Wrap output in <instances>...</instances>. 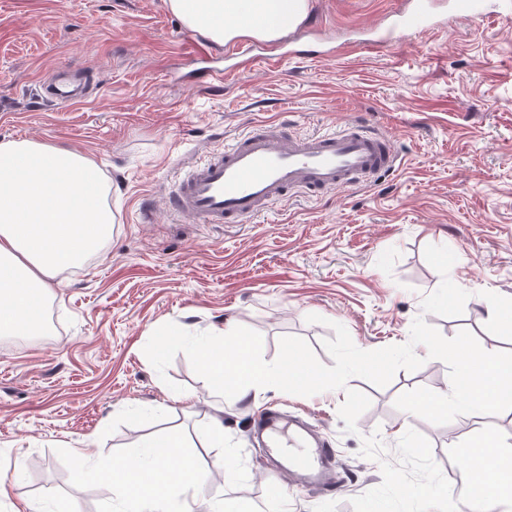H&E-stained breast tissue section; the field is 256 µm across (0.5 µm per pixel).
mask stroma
<instances>
[{"label":"stroma","instance_id":"1","mask_svg":"<svg viewBox=\"0 0 512 512\" xmlns=\"http://www.w3.org/2000/svg\"><path fill=\"white\" fill-rule=\"evenodd\" d=\"M399 0H310L322 40L363 41L347 59L290 60L271 73L195 86L176 47L190 31L166 0H0V139H30L92 157L108 183L112 238L51 284L48 334L0 338V512H115L97 463L162 432L180 433L207 485L195 512H274L267 476L281 464L255 436L281 411L333 450L337 487L288 489V512H467L465 445L483 428L512 443L496 418L433 424L394 406L411 389L448 386L441 360L398 371L345 429L346 390L303 397L271 388L224 403V447L207 442L213 395L185 354L158 375L143 349L173 322L192 333L243 326L273 361L285 336L323 341L342 324L371 351L406 343L416 317L447 338L471 332L512 351L485 305L512 306V41L498 16L475 25L434 0L438 30L374 46ZM66 65L93 75L87 102L47 105L38 83ZM360 121L387 136L400 165L367 185L275 204L246 224H200L168 195L186 166L257 122L294 134ZM324 317L310 324L306 315ZM190 398H174L172 384ZM234 454L236 476L220 463ZM23 472H14L17 456Z\"/></svg>","mask_w":512,"mask_h":512}]
</instances>
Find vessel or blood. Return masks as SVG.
I'll list each match as a JSON object with an SVG mask.
<instances>
[{"mask_svg":"<svg viewBox=\"0 0 512 512\" xmlns=\"http://www.w3.org/2000/svg\"><path fill=\"white\" fill-rule=\"evenodd\" d=\"M450 7L456 17L472 23L488 15L483 0H451ZM436 27L431 0H405L377 43L386 46L399 32L421 33ZM308 31L302 22L285 32L269 25L249 37L250 42L265 46L262 54L240 49L239 37H232L224 44L229 66L222 70L197 68L194 82L199 85L228 75L240 77L257 66L275 69L289 57L316 58L326 53L338 57L360 48L353 42L324 50L306 41ZM92 86L89 80L67 82L62 69L57 68L44 80L42 89L51 105L65 107L85 102ZM397 161L388 137L367 130L357 121L333 132L306 136L285 132L276 124L255 126L224 151L189 166L170 196L169 206L202 224H243L272 204L298 194L318 197L367 183L376 174L395 168ZM330 454L327 448L307 450L294 445L290 451L292 465L280 481L270 484V493L278 494L291 483L301 484L316 462Z\"/></svg>","mask_w":512,"mask_h":512,"instance_id":"vessel-or-blood-1","label":"vessel or blood"}]
</instances>
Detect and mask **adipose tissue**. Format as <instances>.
<instances>
[{"label":"adipose tissue","mask_w":512,"mask_h":512,"mask_svg":"<svg viewBox=\"0 0 512 512\" xmlns=\"http://www.w3.org/2000/svg\"><path fill=\"white\" fill-rule=\"evenodd\" d=\"M190 30L224 43L268 15L288 17V0H168ZM104 177L89 156L32 140H0V336L34 335L48 288L66 269L101 252L114 217L100 196ZM152 465L128 456L100 470L128 512H190L185 496L205 481L179 436L147 440ZM474 498L512 508V445L485 430L469 444Z\"/></svg>","instance_id":"adipose-tissue-1"}]
</instances>
